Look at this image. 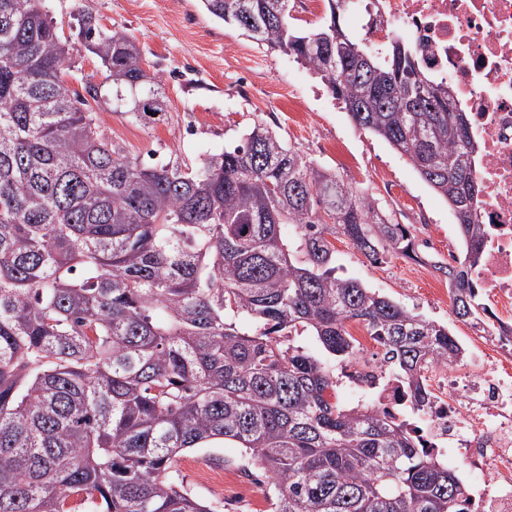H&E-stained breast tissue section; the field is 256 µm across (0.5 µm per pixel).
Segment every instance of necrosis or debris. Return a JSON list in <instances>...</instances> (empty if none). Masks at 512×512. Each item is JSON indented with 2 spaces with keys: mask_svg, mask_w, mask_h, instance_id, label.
I'll return each instance as SVG.
<instances>
[{
  "mask_svg": "<svg viewBox=\"0 0 512 512\" xmlns=\"http://www.w3.org/2000/svg\"><path fill=\"white\" fill-rule=\"evenodd\" d=\"M370 16L372 42L403 35L417 44L427 73L448 83L481 145L477 178L488 235L479 281L493 306L475 325L483 347L473 371L436 364L440 387L427 425L415 432L435 453L452 449L485 476L472 512H512V0H356ZM353 391L376 408L398 412V384L382 357L354 360Z\"/></svg>",
  "mask_w": 512,
  "mask_h": 512,
  "instance_id": "necrosis-or-debris-1",
  "label": "necrosis or debris"
}]
</instances>
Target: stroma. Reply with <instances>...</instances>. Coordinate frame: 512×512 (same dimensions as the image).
Returning <instances> with one entry per match:
<instances>
[{
  "label": "stroma",
  "mask_w": 512,
  "mask_h": 512,
  "mask_svg": "<svg viewBox=\"0 0 512 512\" xmlns=\"http://www.w3.org/2000/svg\"><path fill=\"white\" fill-rule=\"evenodd\" d=\"M65 35L89 14L103 27L127 32L159 74L168 98L165 121L144 127L101 112L105 134L129 155L149 159L200 158L237 144L246 127L260 122L317 167L343 176L362 195L405 225L417 259L386 256L370 261L350 240L328 234L341 276L447 325L464 348L473 345L472 322L451 312L448 283L435 266L462 247L447 203L405 157L378 137L359 130L319 78L296 59L270 51L239 29L211 16L201 0H48ZM234 442L186 450L178 461L185 483L218 512H269L261 473L245 474Z\"/></svg>",
  "instance_id": "35a3bbf8"
}]
</instances>
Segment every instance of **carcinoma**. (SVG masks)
I'll return each mask as SVG.
<instances>
[{"instance_id": "carcinoma-1", "label": "carcinoma", "mask_w": 512, "mask_h": 512, "mask_svg": "<svg viewBox=\"0 0 512 512\" xmlns=\"http://www.w3.org/2000/svg\"><path fill=\"white\" fill-rule=\"evenodd\" d=\"M351 4L327 0L302 31L290 0H203L306 65L448 204L462 253L437 270L455 317L477 319L488 307L469 115L408 38L372 48L345 29ZM78 37L105 68L81 93L60 69L75 43L47 0H0V512H66L71 495L96 512H217L178 470L183 451L213 439L263 472L271 512H469L461 478L407 420L336 397L334 361L359 353L353 320L414 414L432 403L424 371L463 356L448 327L336 275L328 230L374 262L417 258L409 231L262 123L194 167L127 155L93 105L153 124L161 79L88 14ZM284 224L300 229L291 243ZM304 332L325 356L283 344Z\"/></svg>"}]
</instances>
